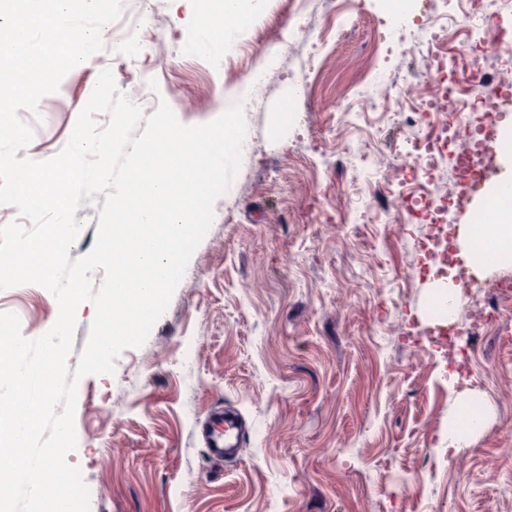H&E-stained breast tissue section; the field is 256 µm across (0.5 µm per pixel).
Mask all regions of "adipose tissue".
<instances>
[{"mask_svg": "<svg viewBox=\"0 0 512 512\" xmlns=\"http://www.w3.org/2000/svg\"><path fill=\"white\" fill-rule=\"evenodd\" d=\"M484 204L491 210V223L480 230L472 224L459 225L457 236L460 248L458 256L477 276L487 269L512 263V203H503L496 187L492 186L486 192ZM477 400L472 390L457 392L455 406L448 415L449 447H467L489 426L491 406H484L482 412L476 415L470 412Z\"/></svg>", "mask_w": 512, "mask_h": 512, "instance_id": "1", "label": "adipose tissue"}]
</instances>
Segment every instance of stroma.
Segmentation results:
<instances>
[{
	"instance_id": "35a3bbf8",
	"label": "stroma",
	"mask_w": 512,
	"mask_h": 512,
	"mask_svg": "<svg viewBox=\"0 0 512 512\" xmlns=\"http://www.w3.org/2000/svg\"><path fill=\"white\" fill-rule=\"evenodd\" d=\"M415 21L375 60L386 0H264L230 40L198 49L194 0H122L114 38L72 68L37 112L19 157L68 143L99 74L129 99L151 91L185 125L235 105L253 70V142L146 343L113 373L77 383L76 447L89 512H512V302L475 288L457 332L423 321L430 273L401 197L411 143L436 125L406 110L436 94L426 66L448 0H403ZM303 12L296 38L268 55L261 35ZM314 67H306L308 55ZM311 93L297 106L301 82ZM497 304L491 327L472 314ZM34 339L55 323L36 284L0 290V313ZM470 355L449 386L444 373ZM469 388L494 408L489 428L449 451L448 414ZM246 425L236 456L210 455L200 425L217 410Z\"/></svg>"
}]
</instances>
